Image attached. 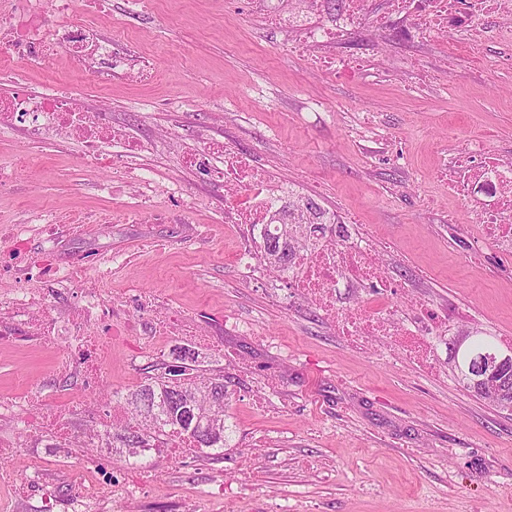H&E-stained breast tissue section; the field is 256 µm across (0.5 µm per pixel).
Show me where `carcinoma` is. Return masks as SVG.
<instances>
[{"instance_id":"carcinoma-1","label":"carcinoma","mask_w":512,"mask_h":512,"mask_svg":"<svg viewBox=\"0 0 512 512\" xmlns=\"http://www.w3.org/2000/svg\"><path fill=\"white\" fill-rule=\"evenodd\" d=\"M495 348L494 337L487 334L475 335L469 340L466 352L455 365L461 372L465 386L476 393L479 389L471 383L467 374L477 366L476 359L479 355ZM197 359L198 354L187 348L181 357V365L166 366L163 375L127 394L126 420L109 429L119 454L126 453L128 448H153L160 442L161 437L171 433L183 436L189 442L190 451L194 453L205 452L217 458L224 455L229 426L223 423L216 434L205 437L180 410V394L209 388L214 391V397L201 399L197 406L198 411L203 415L216 414L226 418L228 392L224 375H209L199 371L196 368Z\"/></svg>"}]
</instances>
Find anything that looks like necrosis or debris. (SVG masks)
<instances>
[{
  "instance_id": "1",
  "label": "necrosis or debris",
  "mask_w": 512,
  "mask_h": 512,
  "mask_svg": "<svg viewBox=\"0 0 512 512\" xmlns=\"http://www.w3.org/2000/svg\"><path fill=\"white\" fill-rule=\"evenodd\" d=\"M282 0H251L257 13L281 25L291 35V49L315 52L329 75L348 74L353 67H368L370 59L351 64L344 45L353 36L371 29L392 27L408 47L407 64L419 66L414 51L437 42L448 32H463L471 44L485 42V24L495 18L512 25V0H341L342 9L334 23L323 19L324 0H294L282 7ZM69 0H9L0 7V46L10 55L50 65L53 51L63 48L88 59L109 58L112 68L125 69L124 58L113 55L112 46L90 30L73 25L50 26V15L61 16ZM0 123L17 127L25 139L40 143L48 136H76L83 140L92 159L108 167L127 165L143 151L125 131L108 126L102 115L76 111L71 97L18 92L0 98ZM108 140L120 141L118 154L103 152ZM187 165L211 185L224 190V221L244 225L249 231L273 233L274 215L285 210L299 213V201L289 200L287 191L272 184L250 160L224 143H199L187 155ZM449 192L474 213L482 240L499 248L512 249V161H505L479 134L470 136L466 146L440 173ZM303 213V212H300ZM304 224H333L336 214L309 207ZM27 227L0 224V247L11 261L0 265V278L15 282V289L0 295V348H12L37 339L62 346L64 371L77 375L86 385L104 379L105 364L112 342L136 336L141 354H161L168 340V326H175L183 342L199 341L197 330L185 318L172 312L149 320L125 317L113 319L117 301L104 274L89 275L83 265L55 261L38 264L25 260ZM376 242L372 232L337 242L333 233L295 247L288 265V283L298 294L314 303L339 335L355 348H363L380 337L394 350L425 371L435 369L434 333L441 328L438 317L421 307L420 317L411 322L391 318L385 304L370 296L347 309L337 308L334 299L340 278L361 284H376L381 270L375 260ZM51 282L42 292L32 291V280ZM51 408H44L39 394L28 393L0 402V424H9L15 437H0V471L10 470L21 437L50 433L58 443L72 445L76 435L65 424L67 414L86 412L84 395L57 388L51 393Z\"/></svg>"
}]
</instances>
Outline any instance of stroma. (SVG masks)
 Wrapping results in <instances>:
<instances>
[{"instance_id":"1","label":"stroma","mask_w":512,"mask_h":512,"mask_svg":"<svg viewBox=\"0 0 512 512\" xmlns=\"http://www.w3.org/2000/svg\"><path fill=\"white\" fill-rule=\"evenodd\" d=\"M70 20L96 27L132 63L149 62L156 78L130 81L103 58L89 78L82 58L61 49L48 69L0 57V96L71 94L82 109H105L142 142L156 206L140 212L119 172L91 161L79 139L31 144L3 126L0 163L26 155L34 164L0 191V224L53 213L64 258L91 268L111 255L110 282L127 311L148 293L211 336L198 353L204 368L224 372L231 446L220 459L149 456L152 512L188 503L269 512L274 502L287 512H512V412L468 391L453 363L464 328L512 338V253L481 240L472 212L434 174L475 132L512 157V69L489 63L512 55V36L491 30L487 62L447 68L444 58L466 49L464 33H450L447 57L433 46L420 54L430 79L414 88L398 70L404 52L394 37L370 70L330 78L287 52L284 29L248 0H71ZM207 138L336 210L337 237L376 227L389 312L415 317L417 299L445 319L434 372L377 338L349 347L286 276L265 266L241 272L246 231L225 223L223 189L185 163ZM174 183L176 197L167 192ZM137 345H113L90 402L138 388L172 359L138 355ZM61 359L37 341L0 352V398L50 395ZM82 462L94 484L126 466L29 436L0 473V512H44L40 496L16 490L36 466L67 503L70 470Z\"/></svg>"}]
</instances>
